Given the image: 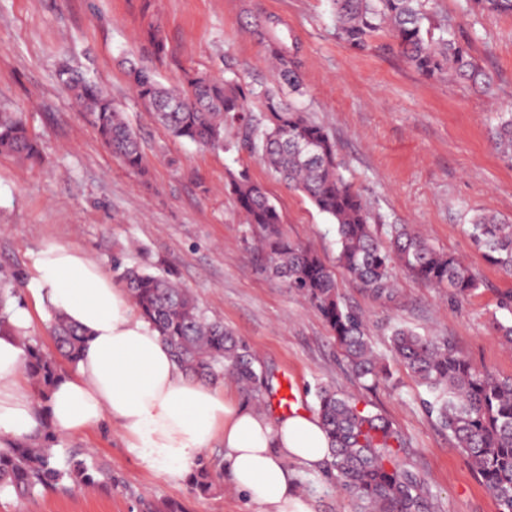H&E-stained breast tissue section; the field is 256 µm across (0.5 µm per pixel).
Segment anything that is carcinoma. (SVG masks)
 Here are the masks:
<instances>
[{"mask_svg": "<svg viewBox=\"0 0 512 512\" xmlns=\"http://www.w3.org/2000/svg\"><path fill=\"white\" fill-rule=\"evenodd\" d=\"M337 36L350 48L368 51L385 34L406 63L427 79L454 74L485 95L494 94V80L459 41L445 19H436L432 0H331ZM479 12L512 16V0H472ZM158 56L166 44L159 28L145 31ZM276 77L299 93L302 83L297 52L280 40L270 45ZM137 99L174 137L211 151H246L258 156L288 186L302 192L335 225L336 263L375 297L392 298L395 268L433 288L456 295L471 294L478 283L458 259L438 251L407 224H388L387 240L360 195L345 178L329 132L304 111L273 90L217 79L196 71L184 72L180 85L167 87L143 66L128 69ZM62 84L77 106L90 115L103 144L131 170H143L139 138L122 113L89 77L69 66L59 71ZM235 130L233 139L224 137ZM492 140L512 164V113L492 130ZM0 154L22 162L39 157L37 141L14 113H0ZM228 188L260 243L265 268L302 296L333 333L351 373L365 386H374L383 369L373 346L367 320L338 293L335 274L307 247L291 241L282 218L264 187L241 172L231 175ZM468 232L475 247L494 265L512 272V224L492 213L472 216ZM120 279L141 316L168 345L178 365L211 385L232 380L243 392L262 401L268 385L261 364L224 323L210 319L190 292L167 273L126 268ZM22 281L15 276L0 283V335L12 330V300ZM506 319L496 331L512 344V293L500 298ZM58 354L76 363L85 347V333L61 316L51 326ZM395 358L426 387L428 411L448 430L467 463L493 495L498 512H512V378L500 379L474 366L448 341L422 336L411 328L392 330ZM26 369L36 380L39 397L47 398L60 377L55 361L35 340H23ZM316 411L328 435V469L350 495L354 512H428L419 475L400 459L407 441L394 424L359 406V401L332 388L316 392ZM47 420L34 435L0 448V497H27L46 490L71 487H112V469L77 454L61 455ZM193 490L209 494L214 476L201 462L191 476ZM146 512H185L172 500L143 504Z\"/></svg>", "mask_w": 512, "mask_h": 512, "instance_id": "obj_1", "label": "carcinoma"}]
</instances>
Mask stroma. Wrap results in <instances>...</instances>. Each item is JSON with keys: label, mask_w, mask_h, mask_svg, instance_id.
I'll use <instances>...</instances> for the list:
<instances>
[{"label": "stroma", "mask_w": 512, "mask_h": 512, "mask_svg": "<svg viewBox=\"0 0 512 512\" xmlns=\"http://www.w3.org/2000/svg\"><path fill=\"white\" fill-rule=\"evenodd\" d=\"M497 85L493 97L451 76L427 79L378 36L359 53L337 39L330 0H0V112L20 113L41 157L0 154V280L27 274L49 243L81 248L107 274L116 265L172 272L211 318L244 341L274 386L293 379L297 401L314 411L326 386L357 398L405 437L404 461L424 483L431 512H497L491 493L447 431L425 407L429 394L395 359L390 335L403 325L445 338L478 367L512 377V346L494 328L498 299L512 274L490 264L466 224L477 211L512 218V165L490 138L500 113L512 112V17L477 13L470 0H434ZM160 27L165 57L144 39ZM297 45L304 95L296 104L336 141L343 173L373 217L410 224L437 250L463 262L479 281L465 297L397 273V292L374 298L338 275L347 304L362 311L386 377L364 389L342 359L319 313L264 269L226 184L246 171L266 188L289 239L334 265L335 226L300 192L246 152H214L172 137L134 96L123 69L131 59L164 84L184 70L215 77L233 65L240 80L273 85L268 45ZM85 71L137 133L144 169L125 167L101 142L58 79L62 63ZM60 452L91 453L110 467L111 489L45 492L0 499V512H140L139 500H175L188 512H258L224 469V448L203 457L216 480L209 495L190 481L157 476L107 420L58 437ZM295 488L312 512H351L327 468L293 466Z\"/></svg>", "instance_id": "35a3bbf8"}]
</instances>
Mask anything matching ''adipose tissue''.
<instances>
[{
  "mask_svg": "<svg viewBox=\"0 0 512 512\" xmlns=\"http://www.w3.org/2000/svg\"><path fill=\"white\" fill-rule=\"evenodd\" d=\"M29 292L33 309H15L13 334L0 336V439L31 434L43 417L60 433L109 417L129 447L172 483L219 441L234 487L261 512H312L296 494L288 465L315 469L327 460L329 442L316 414L273 417L227 398L223 386L188 377L128 294L77 246L40 249ZM36 313L63 316L87 333L81 359L57 380L40 413L21 345Z\"/></svg>",
  "mask_w": 512,
  "mask_h": 512,
  "instance_id": "ef3b65f1",
  "label": "adipose tissue"
}]
</instances>
